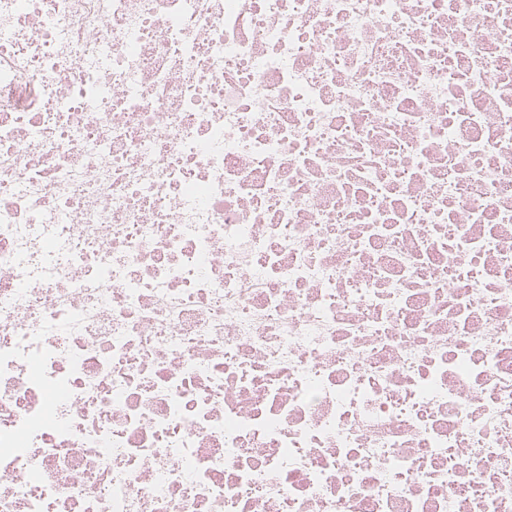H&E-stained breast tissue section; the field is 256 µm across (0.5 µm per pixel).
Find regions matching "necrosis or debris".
I'll list each match as a JSON object with an SVG mask.
<instances>
[{
    "mask_svg": "<svg viewBox=\"0 0 512 512\" xmlns=\"http://www.w3.org/2000/svg\"><path fill=\"white\" fill-rule=\"evenodd\" d=\"M0 512H512V0H0Z\"/></svg>",
    "mask_w": 512,
    "mask_h": 512,
    "instance_id": "necrosis-or-debris-1",
    "label": "necrosis or debris"
}]
</instances>
